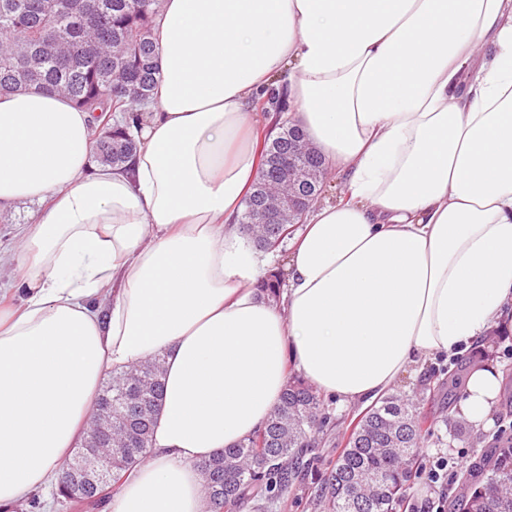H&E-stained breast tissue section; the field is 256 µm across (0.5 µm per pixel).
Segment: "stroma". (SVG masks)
Instances as JSON below:
<instances>
[{
    "mask_svg": "<svg viewBox=\"0 0 512 512\" xmlns=\"http://www.w3.org/2000/svg\"><path fill=\"white\" fill-rule=\"evenodd\" d=\"M490 333L496 336V343L477 349L476 353L465 357L463 362L451 365L446 359L440 358L410 372L397 384L396 390L400 393L424 391L425 401L422 408L424 412L431 414L435 422L434 433L443 436L449 428L454 427L460 429L463 435L469 436L473 433L472 426L457 417L454 410L462 394L461 377L464 368L476 367L483 359L489 358L498 363L503 373V388L494 414V426L484 432L483 445L471 448L457 440L442 446L430 443L423 450L425 460L451 457L464 465L476 463L484 455L486 448L512 437V359L503 355L504 348L512 345V304L505 308L502 323L491 327ZM329 405L336 426L318 450L321 457L319 470L323 473L328 472L338 453L344 448L346 437L359 415L358 410L347 407L338 400H330Z\"/></svg>",
    "mask_w": 512,
    "mask_h": 512,
    "instance_id": "1",
    "label": "stroma"
}]
</instances>
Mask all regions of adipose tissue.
<instances>
[{"label":"adipose tissue","instance_id":"1","mask_svg":"<svg viewBox=\"0 0 512 512\" xmlns=\"http://www.w3.org/2000/svg\"><path fill=\"white\" fill-rule=\"evenodd\" d=\"M137 149L94 162L89 112L0 97V214L40 209L0 303V512L48 487L103 379L155 358L150 456L109 512H204L197 462L260 429L289 375L364 406L481 341L512 300V0H162ZM284 77L329 170L274 272L238 217L258 180L255 97ZM502 379L458 405L489 430Z\"/></svg>","mask_w":512,"mask_h":512}]
</instances>
